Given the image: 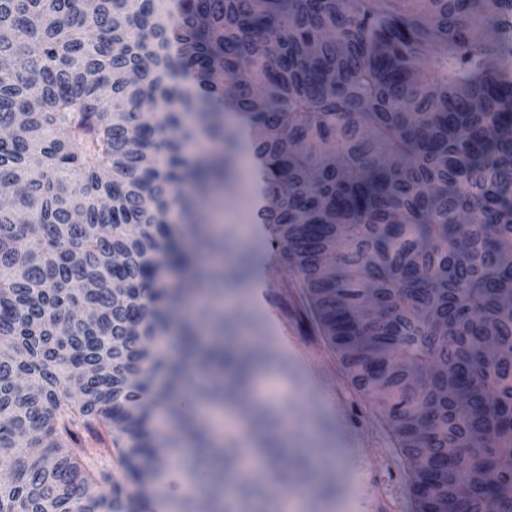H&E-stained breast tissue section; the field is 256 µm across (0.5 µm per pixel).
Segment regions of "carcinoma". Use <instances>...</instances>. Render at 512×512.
<instances>
[{
    "label": "carcinoma",
    "mask_w": 512,
    "mask_h": 512,
    "mask_svg": "<svg viewBox=\"0 0 512 512\" xmlns=\"http://www.w3.org/2000/svg\"><path fill=\"white\" fill-rule=\"evenodd\" d=\"M165 2L0 0V126L23 117L0 141V512H144L174 466L199 490L175 512H221L232 478L274 512L239 456L276 482L311 466L274 436L282 413L243 401L277 359L233 344L251 320L182 321L166 281L252 274L249 251L201 265L223 245L199 197L243 147L265 250L393 432L413 512H512V0H177L175 20ZM202 138L221 153L188 156ZM162 336L185 362L148 356ZM188 389L238 433L215 446ZM177 441L195 452H157Z\"/></svg>",
    "instance_id": "obj_1"
}]
</instances>
